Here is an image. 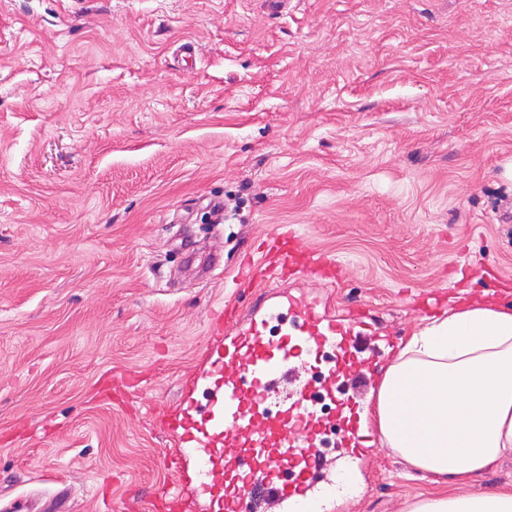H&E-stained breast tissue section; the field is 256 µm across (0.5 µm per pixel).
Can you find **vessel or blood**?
I'll use <instances>...</instances> for the list:
<instances>
[{
	"instance_id": "1",
	"label": "vessel or blood",
	"mask_w": 512,
	"mask_h": 512,
	"mask_svg": "<svg viewBox=\"0 0 512 512\" xmlns=\"http://www.w3.org/2000/svg\"><path fill=\"white\" fill-rule=\"evenodd\" d=\"M264 267L245 261L237 284L269 283L250 313L233 305L216 314L222 354L208 369V410L176 407L157 416L174 447L164 465L172 496L204 500L209 512H334L345 480L366 453L364 408L350 386L363 383L375 363L362 350L379 337L373 325L335 312L278 283L336 265L280 232L264 245ZM194 453L199 470L187 482L180 467Z\"/></svg>"
}]
</instances>
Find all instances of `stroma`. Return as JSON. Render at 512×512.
Instances as JSON below:
<instances>
[{
  "label": "stroma",
  "mask_w": 512,
  "mask_h": 512,
  "mask_svg": "<svg viewBox=\"0 0 512 512\" xmlns=\"http://www.w3.org/2000/svg\"><path fill=\"white\" fill-rule=\"evenodd\" d=\"M510 211L512 0H0V512H154L148 418L209 401L212 312L279 227L339 269L286 288L401 341L416 295L512 304ZM359 484L342 512L456 487L377 442Z\"/></svg>",
  "instance_id": "35a3bbf8"
}]
</instances>
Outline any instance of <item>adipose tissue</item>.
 <instances>
[{"label":"adipose tissue","instance_id":"adipose-tissue-1","mask_svg":"<svg viewBox=\"0 0 512 512\" xmlns=\"http://www.w3.org/2000/svg\"><path fill=\"white\" fill-rule=\"evenodd\" d=\"M381 442L413 469L462 484L408 512H512V492L467 485L512 457V307H449L402 343L376 393Z\"/></svg>","mask_w":512,"mask_h":512}]
</instances>
